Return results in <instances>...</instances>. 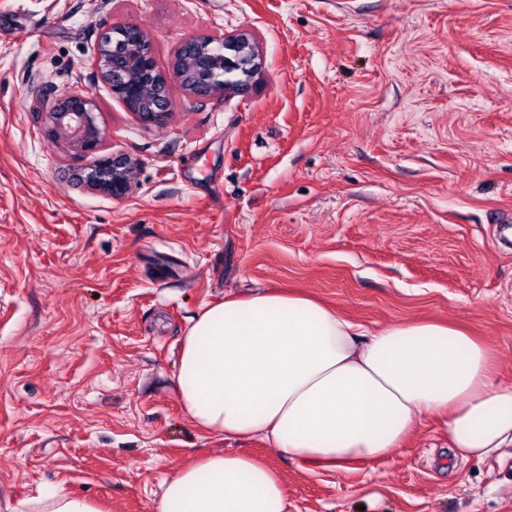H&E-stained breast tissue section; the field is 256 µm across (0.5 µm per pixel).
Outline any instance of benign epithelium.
Instances as JSON below:
<instances>
[{
	"instance_id": "benign-epithelium-1",
	"label": "benign epithelium",
	"mask_w": 512,
	"mask_h": 512,
	"mask_svg": "<svg viewBox=\"0 0 512 512\" xmlns=\"http://www.w3.org/2000/svg\"><path fill=\"white\" fill-rule=\"evenodd\" d=\"M88 66L109 87L112 96L144 125L163 126L171 116L170 85L179 84L196 99L220 98L226 91L249 88L261 68L258 50L245 34L227 37L184 36L173 51L168 68L159 66L151 34L134 22L108 28L87 59ZM249 66L237 85L224 84L222 65ZM97 102L75 90L44 99L43 134L61 140L74 154L90 159L76 181L123 199L135 185L138 163L125 154L102 153L103 132L97 123Z\"/></svg>"
}]
</instances>
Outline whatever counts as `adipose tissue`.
<instances>
[{
    "mask_svg": "<svg viewBox=\"0 0 512 512\" xmlns=\"http://www.w3.org/2000/svg\"><path fill=\"white\" fill-rule=\"evenodd\" d=\"M464 329L397 323L369 332L314 298L265 291L207 303L176 364L200 428L261 438L321 470L375 462L438 417L453 458L512 446V384ZM156 512H288L280 477L246 454L215 453L164 479Z\"/></svg>",
    "mask_w": 512,
    "mask_h": 512,
    "instance_id": "ef3b65f1",
    "label": "adipose tissue"
}]
</instances>
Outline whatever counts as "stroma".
I'll return each instance as SVG.
<instances>
[{"mask_svg": "<svg viewBox=\"0 0 512 512\" xmlns=\"http://www.w3.org/2000/svg\"><path fill=\"white\" fill-rule=\"evenodd\" d=\"M250 34L262 70L137 122L86 60L112 24ZM100 104L116 200L41 133L34 92ZM264 288L374 330L433 319L482 338L512 383V0H0V512L56 487L155 512L211 452L281 476L288 512H512V447L448 460L422 418L390 457L312 469L180 407L181 339L204 303Z\"/></svg>", "mask_w": 512, "mask_h": 512, "instance_id": "stroma-1", "label": "stroma"}]
</instances>
